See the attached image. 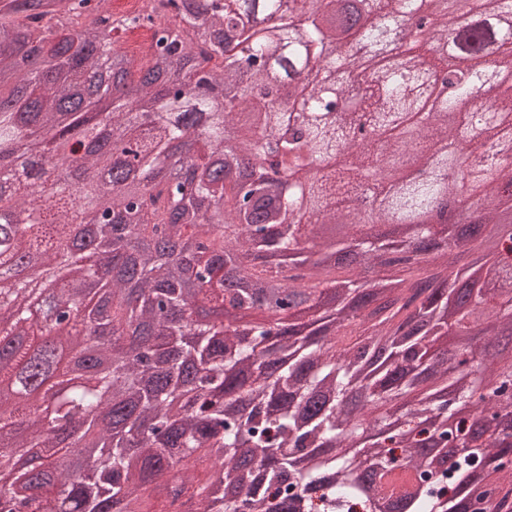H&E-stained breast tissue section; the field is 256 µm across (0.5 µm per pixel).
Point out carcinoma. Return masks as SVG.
Instances as JSON below:
<instances>
[{"mask_svg": "<svg viewBox=\"0 0 512 512\" xmlns=\"http://www.w3.org/2000/svg\"><path fill=\"white\" fill-rule=\"evenodd\" d=\"M363 4L369 25L354 18ZM417 14L434 18L437 53L410 28L416 68L377 57L382 37ZM512 0H485L461 29L438 0H162L112 10V0H0V155L29 154L27 129L52 144L78 136L99 102L106 71L128 83L114 97L112 123L137 147L139 189L130 196L120 159L91 153L82 164L112 179V195L74 192L58 178L40 194L18 170L11 196L35 214L28 228L0 218V277L36 250L58 263L67 226L116 214L102 224L78 260L87 270L112 264L115 276L74 327L112 354V375L63 382L50 395L54 427L94 414L76 442L96 443L90 468L78 474L56 451L61 442L27 431L31 412L15 404L0 423L26 434L0 446V465L29 448L39 466L0 485V512H15L17 494L60 503L61 512H512V365L505 350L477 338L458 340L473 323L486 336L512 340V234L499 237L501 205L512 203V83L487 104L471 96L508 64ZM288 62L309 93L288 82L272 87L269 65ZM443 89L428 96L427 80ZM224 86V102L193 92L202 77ZM358 89L359 110L387 137L385 162L372 143L355 140L356 113L336 103V89ZM486 112L492 151L471 160L468 181L435 173L469 132L471 113ZM417 127L401 140L395 119ZM203 131L190 163L191 182L158 179L169 144ZM237 131L231 159L261 160L272 142L276 176L263 164L246 183L220 176L224 129ZM409 153L428 169L402 177ZM327 172L299 181L316 160ZM469 184L481 224H456L444 235L421 218L439 199ZM369 210L339 203L364 198ZM135 209L138 222H122ZM399 224L398 239L365 238L361 224ZM340 224V240L318 235ZM199 310L224 304L254 309L277 289L279 317L243 329L189 312L192 281ZM78 285L62 280L49 298L68 301ZM309 290V322L294 324L288 296ZM0 377L24 389L41 365L32 353L44 318L28 289L0 285ZM152 331L153 370L140 366L110 336ZM204 463V472L198 465ZM177 470L160 485L154 476Z\"/></svg>", "mask_w": 512, "mask_h": 512, "instance_id": "1", "label": "carcinoma"}]
</instances>
